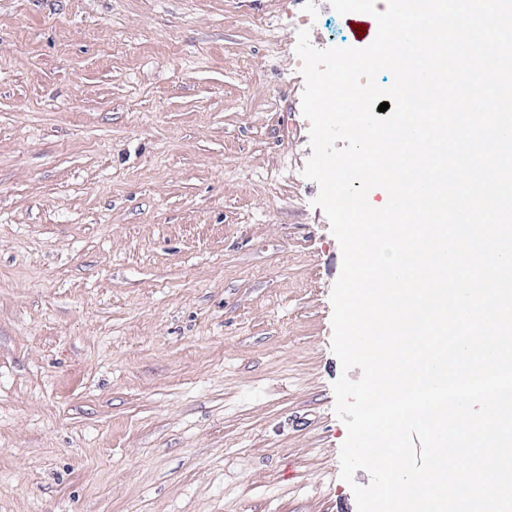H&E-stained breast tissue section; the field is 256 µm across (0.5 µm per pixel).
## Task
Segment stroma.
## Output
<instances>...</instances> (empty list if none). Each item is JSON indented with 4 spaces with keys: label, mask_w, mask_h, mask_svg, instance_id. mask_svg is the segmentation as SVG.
Listing matches in <instances>:
<instances>
[{
    "label": "stroma",
    "mask_w": 512,
    "mask_h": 512,
    "mask_svg": "<svg viewBox=\"0 0 512 512\" xmlns=\"http://www.w3.org/2000/svg\"><path fill=\"white\" fill-rule=\"evenodd\" d=\"M330 0H0V512H357L302 169Z\"/></svg>",
    "instance_id": "stroma-1"
}]
</instances>
